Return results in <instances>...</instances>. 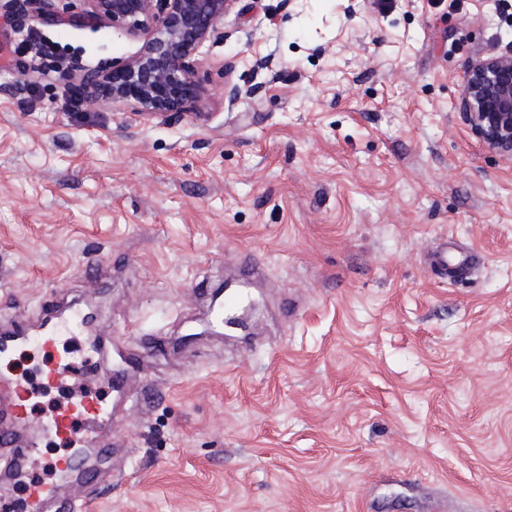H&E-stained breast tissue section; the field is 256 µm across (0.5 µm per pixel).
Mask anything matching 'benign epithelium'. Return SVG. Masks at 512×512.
Instances as JSON below:
<instances>
[{
  "mask_svg": "<svg viewBox=\"0 0 512 512\" xmlns=\"http://www.w3.org/2000/svg\"><path fill=\"white\" fill-rule=\"evenodd\" d=\"M82 9L57 0H14L15 12L71 26H111L145 36L139 52L86 76L93 98L134 102L149 112L186 111L199 97L194 55L218 32L234 0H80ZM460 112L488 149L512 158V54H491L473 63Z\"/></svg>",
  "mask_w": 512,
  "mask_h": 512,
  "instance_id": "obj_1",
  "label": "benign epithelium"
}]
</instances>
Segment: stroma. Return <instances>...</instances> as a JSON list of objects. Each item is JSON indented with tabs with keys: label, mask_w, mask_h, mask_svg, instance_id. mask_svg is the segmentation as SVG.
Returning <instances> with one entry per match:
<instances>
[{
	"label": "stroma",
	"mask_w": 512,
	"mask_h": 512,
	"mask_svg": "<svg viewBox=\"0 0 512 512\" xmlns=\"http://www.w3.org/2000/svg\"><path fill=\"white\" fill-rule=\"evenodd\" d=\"M142 44L0 0V320L57 292L125 340L192 337L113 423L127 476L96 512H512V161L457 108L512 6L235 0L181 116L73 107ZM447 238L477 254L463 280L427 262ZM240 252L266 266L250 351L196 288ZM91 256L125 259L111 287L80 278Z\"/></svg>",
	"instance_id": "stroma-1"
}]
</instances>
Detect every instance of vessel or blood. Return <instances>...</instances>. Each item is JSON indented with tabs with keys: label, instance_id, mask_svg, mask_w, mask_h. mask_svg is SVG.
Masks as SVG:
<instances>
[{
	"label": "vessel or blood",
	"instance_id": "1",
	"mask_svg": "<svg viewBox=\"0 0 512 512\" xmlns=\"http://www.w3.org/2000/svg\"><path fill=\"white\" fill-rule=\"evenodd\" d=\"M238 275L225 281V302L210 309L213 328L238 330L240 342L250 346L258 336L252 326L240 325L236 311L250 295V285L263 273V265L254 256L236 261ZM469 265L465 256L449 258L440 249L432 263L440 278L449 273L464 274ZM82 337L85 351L93 357L114 352L118 361L109 378L110 398L97 397L74 389L76 362L67 352H60L64 330ZM37 344L46 357L43 374L45 386L64 389L65 395L55 409L44 418L31 416V408L41 398L29 377H0V495L8 497L15 512H93L99 490L111 487L123 471L113 460L122 448L112 436V421L123 411L152 402L157 386L148 375V358L155 353L174 352L169 338L141 336L136 346L125 344L121 337L108 336L98 315L86 307H73L61 301L44 302L34 313L31 323H0V359L12 358L28 344ZM140 387H133V380ZM68 447L62 458L41 453L44 442ZM66 472L81 480L88 489L78 501L58 498L52 483L30 478L34 464Z\"/></svg>",
	"mask_w": 512,
	"mask_h": 512
}]
</instances>
